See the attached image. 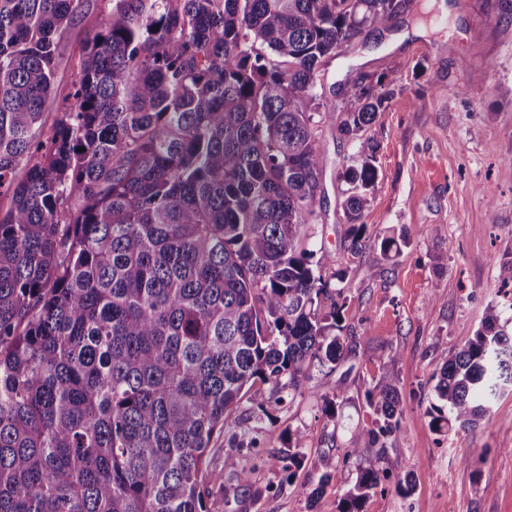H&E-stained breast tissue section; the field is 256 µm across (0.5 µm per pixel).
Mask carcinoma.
I'll list each match as a JSON object with an SVG mask.
<instances>
[{"instance_id":"1","label":"carcinoma","mask_w":512,"mask_h":512,"mask_svg":"<svg viewBox=\"0 0 512 512\" xmlns=\"http://www.w3.org/2000/svg\"><path fill=\"white\" fill-rule=\"evenodd\" d=\"M413 0H112L51 127L58 41L86 0H0V512H207L208 463L258 381L293 397L339 365L341 308L319 314L324 60ZM394 95L354 82L338 123L349 245L377 180L365 136ZM84 151H78V148ZM428 414L471 428L512 388V321L490 310L452 345ZM339 512L406 460L365 458L401 429L398 382L367 393Z\"/></svg>"}]
</instances>
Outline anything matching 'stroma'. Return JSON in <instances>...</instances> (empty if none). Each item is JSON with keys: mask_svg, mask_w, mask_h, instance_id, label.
Masks as SVG:
<instances>
[{"mask_svg": "<svg viewBox=\"0 0 512 512\" xmlns=\"http://www.w3.org/2000/svg\"><path fill=\"white\" fill-rule=\"evenodd\" d=\"M111 13L112 0H88L62 34L46 123L69 103L83 48ZM417 24L426 35L389 44ZM383 74L394 78L395 95L368 131L378 178L363 211L360 253L349 249L340 179L354 145L334 123L317 131L325 164L318 221L308 232L313 249L331 257L319 269L330 288L321 310L342 305L340 334L356 354L312 369L290 401L255 383L264 409L243 412L235 428L252 449L226 457L224 434L211 445L210 466L223 474L224 489L208 498V512H338L356 477L345 451L374 425L365 393L387 375L398 380L402 414L386 453L406 458L414 488L403 496L386 486L370 495L366 512H512V392L471 429L437 434L427 414L444 346L472 338L488 310L512 317V282L500 273L512 259V2L444 0L438 9L414 0L390 31H367L327 59L317 91L341 108L350 84ZM393 235L402 242L389 260L380 240ZM337 388L344 401L333 417L323 407ZM296 430L305 462L290 471L281 459ZM248 465L250 482L239 485L236 473Z\"/></svg>", "mask_w": 512, "mask_h": 512, "instance_id": "35a3bbf8", "label": "stroma"}]
</instances>
